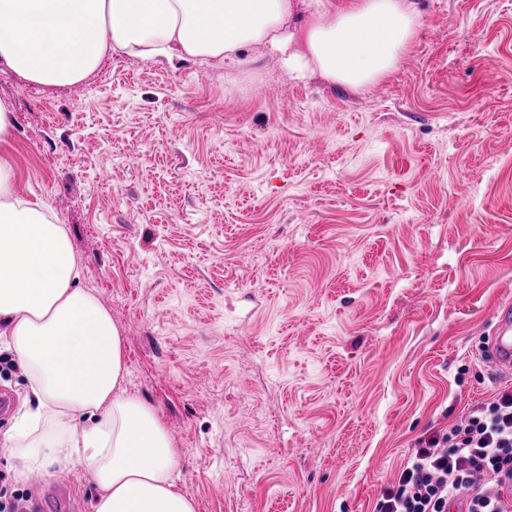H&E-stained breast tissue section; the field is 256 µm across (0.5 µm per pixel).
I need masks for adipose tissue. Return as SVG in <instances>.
<instances>
[{
	"mask_svg": "<svg viewBox=\"0 0 512 512\" xmlns=\"http://www.w3.org/2000/svg\"><path fill=\"white\" fill-rule=\"evenodd\" d=\"M0 0V65L25 81L63 87L115 54L228 69L264 46L290 80L321 76L353 90L397 66L419 34L414 0ZM0 159V325L29 373L33 407L11 440L16 480L35 470L81 473L94 512H195L178 488L177 452L151 406L123 387V340L108 311L76 285L63 225L14 192ZM67 417L66 433L43 432Z\"/></svg>",
	"mask_w": 512,
	"mask_h": 512,
	"instance_id": "1",
	"label": "adipose tissue"
}]
</instances>
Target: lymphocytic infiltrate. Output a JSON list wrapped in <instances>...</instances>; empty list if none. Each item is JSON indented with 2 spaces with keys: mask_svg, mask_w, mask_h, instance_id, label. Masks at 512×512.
Segmentation results:
<instances>
[{
  "mask_svg": "<svg viewBox=\"0 0 512 512\" xmlns=\"http://www.w3.org/2000/svg\"><path fill=\"white\" fill-rule=\"evenodd\" d=\"M507 480H512V386L415 449L384 492L378 512H448L456 496L465 498L467 512H512V504L500 497Z\"/></svg>",
  "mask_w": 512,
  "mask_h": 512,
  "instance_id": "lymphocytic-infiltrate-1",
  "label": "lymphocytic infiltrate"
}]
</instances>
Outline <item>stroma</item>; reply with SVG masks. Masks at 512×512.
Instances as JSON below:
<instances>
[{"instance_id": "1", "label": "stroma", "mask_w": 512, "mask_h": 512, "mask_svg": "<svg viewBox=\"0 0 512 512\" xmlns=\"http://www.w3.org/2000/svg\"><path fill=\"white\" fill-rule=\"evenodd\" d=\"M415 2V44L358 92L259 46L245 74L115 55L56 88L0 65V158L64 225L196 512H376L507 382L481 330L512 297V0ZM7 342L0 473L93 512L80 474L10 478L31 398Z\"/></svg>"}]
</instances>
